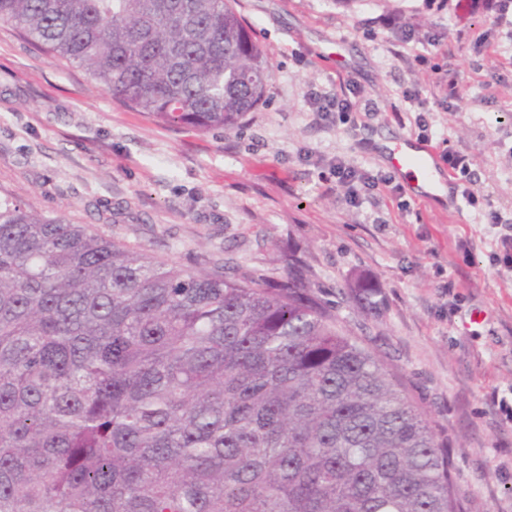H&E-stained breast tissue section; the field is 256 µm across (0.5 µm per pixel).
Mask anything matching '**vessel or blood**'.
Wrapping results in <instances>:
<instances>
[{
  "instance_id": "b4317fda",
  "label": "vessel or blood",
  "mask_w": 512,
  "mask_h": 512,
  "mask_svg": "<svg viewBox=\"0 0 512 512\" xmlns=\"http://www.w3.org/2000/svg\"><path fill=\"white\" fill-rule=\"evenodd\" d=\"M385 151L396 170L411 174L413 183L410 190L415 195L429 197L447 188L448 183L430 146L403 136L391 140Z\"/></svg>"
}]
</instances>
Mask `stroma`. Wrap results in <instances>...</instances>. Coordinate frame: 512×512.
<instances>
[{"label": "stroma", "instance_id": "obj_1", "mask_svg": "<svg viewBox=\"0 0 512 512\" xmlns=\"http://www.w3.org/2000/svg\"><path fill=\"white\" fill-rule=\"evenodd\" d=\"M236 8L272 76L224 132L157 123L0 23V198L183 269L303 253L319 298L447 438L466 512H512V38L495 0ZM444 75L460 100L434 89ZM342 86L364 105L353 120L311 112L309 88ZM421 113L436 154L474 158L471 179L451 181L476 204L414 196L381 153L419 136ZM340 162L379 187L338 183ZM360 277L379 284V310L354 299Z\"/></svg>", "mask_w": 512, "mask_h": 512}]
</instances>
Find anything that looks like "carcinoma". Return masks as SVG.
I'll return each instance as SVG.
<instances>
[{
  "label": "carcinoma",
  "instance_id": "cac0c4a2",
  "mask_svg": "<svg viewBox=\"0 0 512 512\" xmlns=\"http://www.w3.org/2000/svg\"><path fill=\"white\" fill-rule=\"evenodd\" d=\"M0 23L166 125L231 130L271 78L233 0H0ZM282 263L183 270L0 201V512H464L448 444Z\"/></svg>",
  "mask_w": 512,
  "mask_h": 512
}]
</instances>
